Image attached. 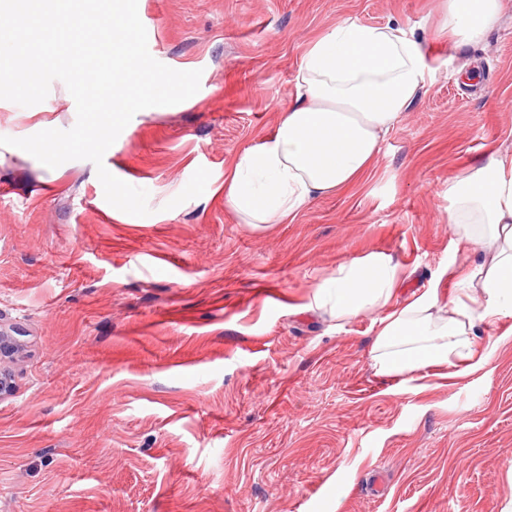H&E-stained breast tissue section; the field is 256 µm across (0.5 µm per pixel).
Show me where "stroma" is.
<instances>
[{"instance_id":"obj_1","label":"stroma","mask_w":512,"mask_h":512,"mask_svg":"<svg viewBox=\"0 0 512 512\" xmlns=\"http://www.w3.org/2000/svg\"><path fill=\"white\" fill-rule=\"evenodd\" d=\"M481 44L446 0H138L148 50L199 91L136 114L107 170L149 193L111 206L94 164L0 154V512H512V335L467 374H375L387 311L336 320L315 295L372 253L396 302L448 276V182L512 153V0ZM344 20L399 25L431 76L370 175L285 224H245L224 167L273 135L307 46ZM62 81L0 136L71 129Z\"/></svg>"}]
</instances>
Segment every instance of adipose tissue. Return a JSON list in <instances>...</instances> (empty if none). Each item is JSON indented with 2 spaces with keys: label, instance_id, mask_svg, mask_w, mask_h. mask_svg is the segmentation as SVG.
<instances>
[{
  "label": "adipose tissue",
  "instance_id": "obj_1",
  "mask_svg": "<svg viewBox=\"0 0 512 512\" xmlns=\"http://www.w3.org/2000/svg\"><path fill=\"white\" fill-rule=\"evenodd\" d=\"M501 6L502 0H448L443 29L457 44L479 43ZM430 74L413 31L336 24L306 49L296 102L276 133L225 169V203L246 223L281 224L349 189L369 173L384 135ZM448 200L455 247L483 256L460 273L458 296L444 302L431 290L392 306L397 269L380 254L341 267L319 289L320 303L340 320L390 307L372 349L377 375L470 361L477 328L512 318V155L492 154L449 182Z\"/></svg>",
  "mask_w": 512,
  "mask_h": 512
}]
</instances>
